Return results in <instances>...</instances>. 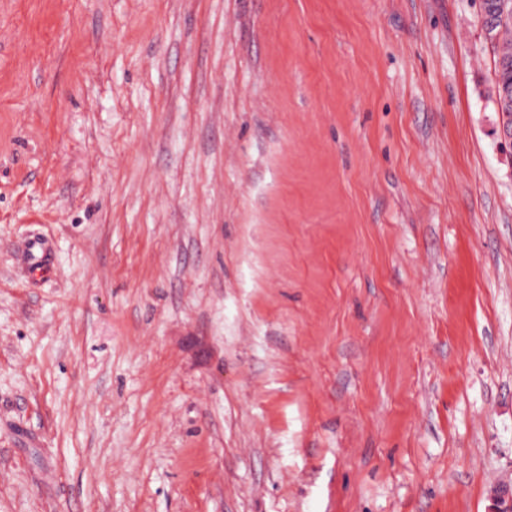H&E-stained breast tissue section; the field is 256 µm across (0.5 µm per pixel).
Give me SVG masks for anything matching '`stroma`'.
I'll use <instances>...</instances> for the list:
<instances>
[{
  "label": "stroma",
  "mask_w": 512,
  "mask_h": 512,
  "mask_svg": "<svg viewBox=\"0 0 512 512\" xmlns=\"http://www.w3.org/2000/svg\"><path fill=\"white\" fill-rule=\"evenodd\" d=\"M480 12L0 0V512H494L512 143Z\"/></svg>",
  "instance_id": "35a3bbf8"
}]
</instances>
